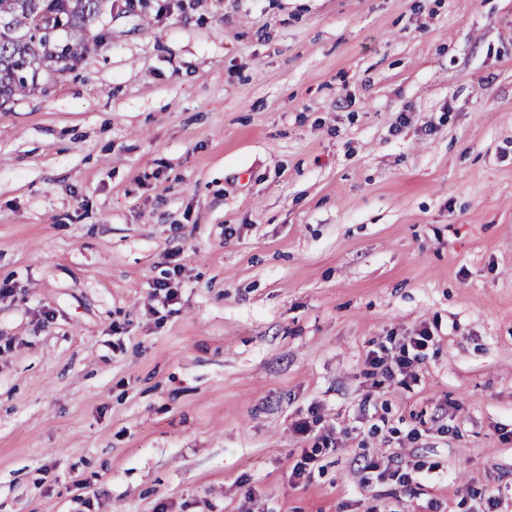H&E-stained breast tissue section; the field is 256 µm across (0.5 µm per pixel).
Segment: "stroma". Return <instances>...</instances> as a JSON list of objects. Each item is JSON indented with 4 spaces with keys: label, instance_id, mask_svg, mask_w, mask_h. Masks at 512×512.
Masks as SVG:
<instances>
[{
    "label": "stroma",
    "instance_id": "obj_1",
    "mask_svg": "<svg viewBox=\"0 0 512 512\" xmlns=\"http://www.w3.org/2000/svg\"><path fill=\"white\" fill-rule=\"evenodd\" d=\"M91 32L0 108V512H512V0ZM432 340L428 331H422L419 336L412 338L409 344L403 345L400 349V355L397 358V366L403 368L413 361H418L425 353L423 350Z\"/></svg>",
    "mask_w": 512,
    "mask_h": 512
}]
</instances>
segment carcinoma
Instances as JSON below:
<instances>
[{
	"instance_id": "carcinoma-1",
	"label": "carcinoma",
	"mask_w": 512,
	"mask_h": 512,
	"mask_svg": "<svg viewBox=\"0 0 512 512\" xmlns=\"http://www.w3.org/2000/svg\"><path fill=\"white\" fill-rule=\"evenodd\" d=\"M101 6L102 0H0V101L36 90L42 72L83 56ZM40 17L60 19L64 29L53 34Z\"/></svg>"
}]
</instances>
